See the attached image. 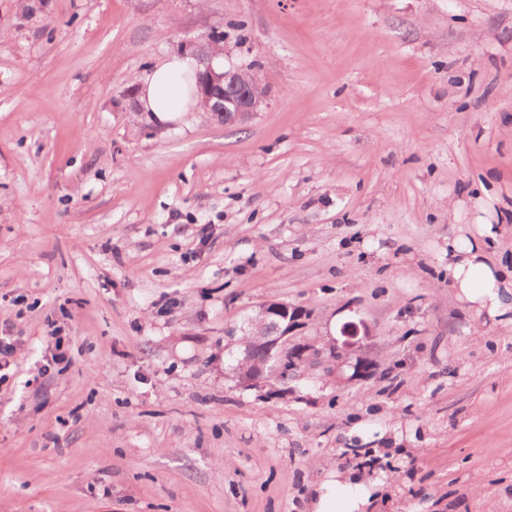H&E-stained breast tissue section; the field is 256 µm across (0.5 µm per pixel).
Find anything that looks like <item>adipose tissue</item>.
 Listing matches in <instances>:
<instances>
[{
  "label": "adipose tissue",
  "mask_w": 512,
  "mask_h": 512,
  "mask_svg": "<svg viewBox=\"0 0 512 512\" xmlns=\"http://www.w3.org/2000/svg\"><path fill=\"white\" fill-rule=\"evenodd\" d=\"M195 73V62L184 55L175 54L160 62L141 82V111L155 122L168 123L195 109ZM448 270L462 300L493 317L512 313V279L487 264L483 242L454 246ZM374 491L373 484L332 470L319 485L311 512H363Z\"/></svg>",
  "instance_id": "obj_1"
}]
</instances>
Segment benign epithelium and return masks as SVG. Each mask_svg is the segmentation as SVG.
I'll list each match as a JSON object with an SVG mask.
<instances>
[{
  "instance_id": "1",
  "label": "benign epithelium",
  "mask_w": 512,
  "mask_h": 512,
  "mask_svg": "<svg viewBox=\"0 0 512 512\" xmlns=\"http://www.w3.org/2000/svg\"><path fill=\"white\" fill-rule=\"evenodd\" d=\"M178 50L192 56L201 57L206 51V41L202 37H186L179 42ZM203 70L198 72V95L205 111L224 120L226 125L243 123L251 119L268 100L267 87L262 83L259 72L250 69H226L217 72L212 61L202 60ZM263 328L253 337L252 343L263 348L267 362L257 367L248 376L240 378L246 387L265 386L271 373L290 371L298 368L312 357L321 353L301 345L289 336V331L299 324L303 314L293 313L282 307L280 302L265 303L260 306ZM342 349L350 354L358 351L362 340L370 336L364 321L347 322L341 328Z\"/></svg>"
}]
</instances>
